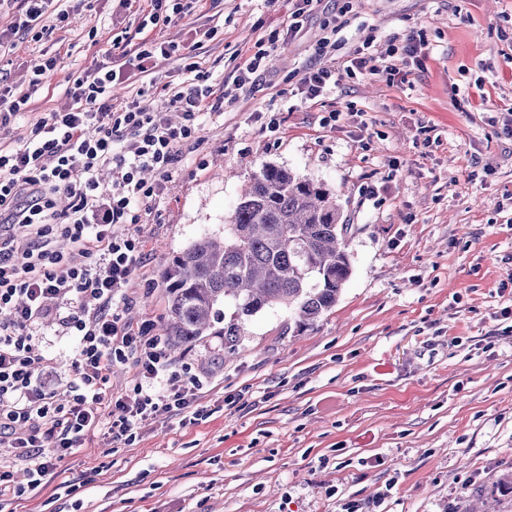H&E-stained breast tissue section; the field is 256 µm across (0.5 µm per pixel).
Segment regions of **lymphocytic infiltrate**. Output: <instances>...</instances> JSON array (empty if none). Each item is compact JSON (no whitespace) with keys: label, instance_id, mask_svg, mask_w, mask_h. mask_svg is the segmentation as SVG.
I'll return each mask as SVG.
<instances>
[{"label":"lymphocytic infiltrate","instance_id":"1","mask_svg":"<svg viewBox=\"0 0 512 512\" xmlns=\"http://www.w3.org/2000/svg\"><path fill=\"white\" fill-rule=\"evenodd\" d=\"M15 11L0 28V54L16 48V37L34 29L53 0H9ZM112 63L83 72L70 89L72 106L37 119L22 146L0 143V492L20 498L46 484L69 450L102 424L114 439L133 444L140 422L179 415L196 402L203 383L170 372L166 355L148 329L131 330L119 304L143 259L134 237L118 236L116 224H135L155 188L145 172L166 176L177 149L199 139L207 118L224 112V97L209 84L193 54L178 45L145 40L125 48L112 42ZM180 62L193 73L187 86L169 88L167 109L141 104L145 88L123 105L112 101L113 86L128 70L151 75L157 63ZM55 59L33 70L30 90L14 93L0 76V129L29 114L31 89L42 85ZM180 112L172 123L167 110ZM111 169V190L98 174ZM66 195L65 215L56 200ZM25 234L24 250L14 246ZM84 261L70 262L71 253ZM72 302L61 317L79 346L72 377L50 384L49 359L35 356L40 321ZM133 362L138 382L132 396L115 398L106 385L117 365ZM23 464L24 478L14 468Z\"/></svg>","mask_w":512,"mask_h":512}]
</instances>
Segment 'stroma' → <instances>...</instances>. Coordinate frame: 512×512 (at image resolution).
Masks as SVG:
<instances>
[{
    "instance_id": "stroma-1",
    "label": "stroma",
    "mask_w": 512,
    "mask_h": 512,
    "mask_svg": "<svg viewBox=\"0 0 512 512\" xmlns=\"http://www.w3.org/2000/svg\"><path fill=\"white\" fill-rule=\"evenodd\" d=\"M112 6L47 15L0 71L23 93L56 57L31 97L39 118L70 105L74 79L108 62L113 37L147 35L197 46L228 91L139 223L114 227L144 249L125 291L130 328L167 319L161 271L201 235L223 234L266 165L336 192L352 275L311 328L266 308L233 358L220 336L168 353L181 378L202 381L204 416L148 418L131 446L96 430L13 512H469L479 498L512 512V328L501 317L512 309V0H314L276 50L281 65L245 85L255 42L289 24L286 0H207L144 29ZM410 31L421 54L391 58L392 73L340 77L318 102L298 94L310 62L333 69L365 41ZM324 36L336 47L315 57ZM77 345L49 318L36 351L69 377Z\"/></svg>"
}]
</instances>
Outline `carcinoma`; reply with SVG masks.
<instances>
[{"label": "carcinoma", "instance_id": "cac0c4a2", "mask_svg": "<svg viewBox=\"0 0 512 512\" xmlns=\"http://www.w3.org/2000/svg\"><path fill=\"white\" fill-rule=\"evenodd\" d=\"M348 225L324 184L274 165L255 173L224 226L174 255L161 278L170 348L187 351L207 336L224 337L231 354L246 320L284 306L302 330L338 301L351 274ZM233 307L229 315L226 305Z\"/></svg>", "mask_w": 512, "mask_h": 512}]
</instances>
